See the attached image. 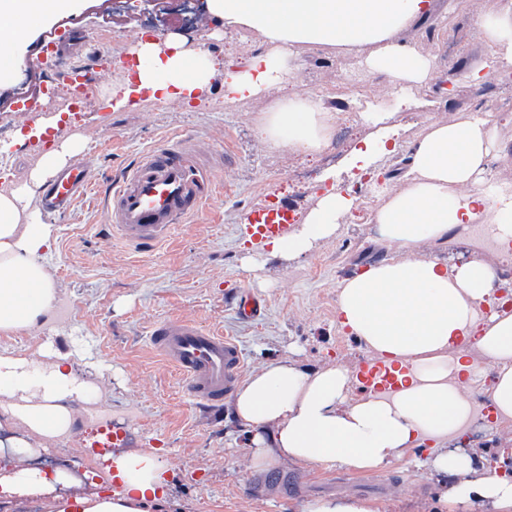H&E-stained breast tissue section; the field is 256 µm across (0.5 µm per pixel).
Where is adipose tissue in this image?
Segmentation results:
<instances>
[{"mask_svg": "<svg viewBox=\"0 0 512 512\" xmlns=\"http://www.w3.org/2000/svg\"><path fill=\"white\" fill-rule=\"evenodd\" d=\"M223 28L255 32L269 44L245 62L224 64V100L260 95L269 85H291L302 45L338 49L356 56L389 90L426 80L429 51L396 38L399 30L428 19L434 0H207ZM487 49L471 77L482 83L512 62V0L474 19ZM140 66L137 85L155 97L206 98L215 61L202 47L176 34L138 41L129 48ZM336 115L323 96L290 93L264 115L262 133L274 149L316 154L328 145ZM84 148L74 134L44 152L24 185L0 191V332L48 321L58 296L43 263L51 252V225L36 223L28 208L48 177ZM505 148L490 119L434 121L415 142L401 190L381 192L370 212L380 243L405 258L383 260L337 286L341 328L382 362L397 382L386 392H351L349 369L308 370L292 357L263 366L238 390L237 417L253 432V466H264L268 448L288 459L325 469L359 473L387 467L416 448L430 447L424 465L443 490L441 512H512V477L480 458L450 451L448 439L473 412L472 390L486 367L495 370L489 388L498 425L512 427V312L499 309L497 267L480 255L494 245L512 263V194H489L481 186L491 157ZM354 197L327 192L307 214L301 230L274 240L271 255L294 259L330 238ZM487 225L478 252L455 263L440 260L451 235ZM95 384L70 354L42 345L39 356L0 352V414L41 439L69 434L73 401H90ZM0 455V492L6 498L46 496L48 512H158L167 497L163 466L154 449L116 456L105 478L121 484L113 494L61 496L66 472L26 464L20 440Z\"/></svg>", "mask_w": 512, "mask_h": 512, "instance_id": "1", "label": "adipose tissue"}]
</instances>
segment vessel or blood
<instances>
[{
	"instance_id": "b4317fda",
	"label": "vessel or blood",
	"mask_w": 512,
	"mask_h": 512,
	"mask_svg": "<svg viewBox=\"0 0 512 512\" xmlns=\"http://www.w3.org/2000/svg\"><path fill=\"white\" fill-rule=\"evenodd\" d=\"M69 89L85 91L105 82L102 67L88 61L65 70ZM103 190L107 227L135 249H153L170 237L175 225L203 212L219 184L200 157L180 139L163 138L128 165L114 182L76 162L60 172L40 198L42 208L68 216L88 194ZM293 211L275 202L248 210L244 221L252 236L271 240L284 235ZM152 342L184 378L185 390L197 403L221 408L240 382L245 359L231 337L186 319L165 320L151 332Z\"/></svg>"
}]
</instances>
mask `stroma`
Segmentation results:
<instances>
[{
  "label": "stroma",
  "instance_id": "1",
  "mask_svg": "<svg viewBox=\"0 0 512 512\" xmlns=\"http://www.w3.org/2000/svg\"><path fill=\"white\" fill-rule=\"evenodd\" d=\"M499 3L436 0L427 25L399 32L401 42L418 49L441 46L447 59L439 70L450 76L449 87L427 80L398 99L384 79L366 76L357 62L342 71L336 53L314 49L302 51L295 82L300 92L314 91L332 102H351L355 90L374 95L380 111L388 113L389 125L401 132L397 153L383 160L387 176L397 175L428 119L464 120L486 112L483 88L470 79L486 48L471 33L468 20L478 9L495 12ZM116 15L123 27L141 25L153 36L178 33L220 59L249 57L256 45L255 36L222 32L214 24L185 29L175 0L151 14L142 0H75L72 11L40 23L24 44L13 48L20 66L12 82L0 84V107L12 104L16 81L37 79L33 47L45 35L82 31ZM110 87H94L68 127L86 142L80 161L106 172L133 162L159 136L186 131L221 187L194 223L176 225L163 247L141 253L105 228L97 194L80 200L67 217L41 213L42 223L53 225L56 237L45 267L73 313L55 327L39 324L11 336L0 334V349L33 351L50 342L70 352L77 367L94 368L96 403L127 423L132 447L157 449L166 468L170 492L159 512H302L305 502L328 495L368 499L379 512H435L437 488L411 453L375 473L325 470L277 457L267 467H252L247 455L252 432L236 417L233 400H226L220 411L196 404L180 374L149 343L155 323L184 317L236 340L250 374L285 356L313 369L362 364L361 343L336 324V287L369 263L403 256L380 244L369 222L377 187L342 171L343 157L335 146L327 148L333 156L329 162L267 147L258 133L260 115L266 103L279 97L278 87L265 97L228 106L218 74L211 80L207 104L143 96L121 107ZM17 141L12 132L0 137L5 158L0 189L27 181L38 162V153L17 150ZM331 186L352 188L357 197L335 236L291 261L252 251L240 228L246 210L275 199L293 206L301 222ZM238 285L260 298L257 318L245 321L237 315L232 293ZM93 439L88 419L82 418L65 440H52L50 446L84 471L94 466L87 451ZM288 472L302 482V489L279 485V475ZM261 478L268 482L264 493L250 495L251 484ZM378 484L386 485L385 495L375 493Z\"/></svg>",
  "mask_w": 512,
  "mask_h": 512
}]
</instances>
